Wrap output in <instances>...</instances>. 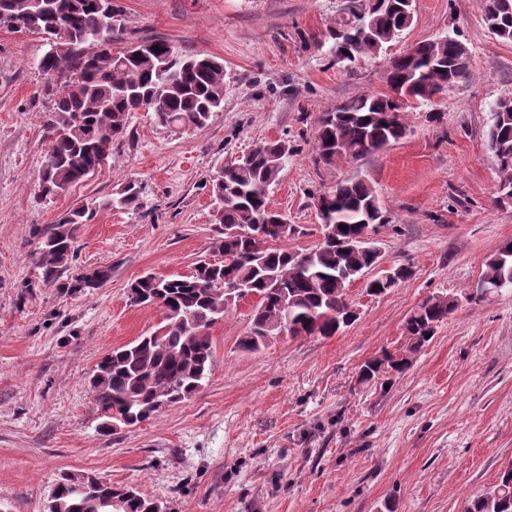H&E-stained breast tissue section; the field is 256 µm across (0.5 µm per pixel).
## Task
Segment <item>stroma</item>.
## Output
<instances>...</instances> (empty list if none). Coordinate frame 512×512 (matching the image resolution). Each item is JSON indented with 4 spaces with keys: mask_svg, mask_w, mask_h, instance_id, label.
Wrapping results in <instances>:
<instances>
[{
    "mask_svg": "<svg viewBox=\"0 0 512 512\" xmlns=\"http://www.w3.org/2000/svg\"><path fill=\"white\" fill-rule=\"evenodd\" d=\"M124 40L161 39L224 63V106L201 128L173 132L136 112L109 167L42 196L46 52L37 35L0 29V504L43 512L64 472L133 485L169 512H464L512 463V291L477 297L486 259L512 242L487 147L495 102L512 98V42L489 33L482 0H415L414 21L386 54L344 69L331 58L345 0H118ZM455 36L470 74L441 100L407 110V134L363 159L319 162L320 113L382 93L390 58ZM271 139L293 154L271 206L320 239L314 193L368 179L391 216L377 235L382 268L413 276L381 296L346 290L356 320L331 337L281 336L251 353L238 342L251 308L210 330L211 375L189 400L139 426L99 432L89 380L113 348L153 333L159 309L129 299L145 274L187 275L214 258L212 180ZM145 207H105L127 180ZM81 225L57 285L39 280L41 233L72 207ZM100 266L98 288L73 282ZM459 304L412 366L358 383L360 366L406 344L405 319L431 295Z\"/></svg>",
    "mask_w": 512,
    "mask_h": 512,
    "instance_id": "35a3bbf8",
    "label": "stroma"
}]
</instances>
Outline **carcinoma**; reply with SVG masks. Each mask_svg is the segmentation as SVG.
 Wrapping results in <instances>:
<instances>
[{
  "label": "carcinoma",
  "instance_id": "obj_1",
  "mask_svg": "<svg viewBox=\"0 0 512 512\" xmlns=\"http://www.w3.org/2000/svg\"><path fill=\"white\" fill-rule=\"evenodd\" d=\"M36 0H0V29L21 27L46 40L47 51L37 68L56 82L52 108L45 115L48 146L38 188L45 195L67 191L101 167L102 155L112 159V144L126 134L134 112H150L170 129L200 128L224 102V62L211 55L182 56L161 40L121 46L124 18L112 4V26L103 30L99 18L103 0H50L41 11ZM413 0H348L346 22L336 32L330 54L349 68L377 57L413 22ZM487 29L512 42V0H483ZM91 44L90 52L82 46ZM160 50H155V47ZM469 61L458 39L425 40L414 52L389 61L386 83L406 88L417 103L466 78ZM391 109L385 94L363 95L346 101L317 121L316 149L321 161L338 156L360 160L407 133L404 121L384 122ZM487 145L500 173L501 193H512V104H495ZM292 146L284 139L264 141L226 164L212 184L210 223L216 225L214 250L219 258L199 262L186 276L147 274L130 287L135 304L162 311L165 333L157 339L141 336L112 349L98 366L90 386L100 414L99 429L111 423L133 427L164 407H171L202 389L212 367L209 329L224 320L237 304L234 288L245 286L258 298L249 331L239 341L255 352L282 335L332 336L355 321L346 301L344 270L361 273L376 262L361 238L390 223L374 186L354 177L336 184L327 194L313 195L315 210L323 212L325 240L310 249L285 245L291 235L281 232L287 216L268 202L269 188L283 170ZM142 187L129 181L104 207L138 211ZM95 209L82 206L63 214L42 234L36 248L41 282L52 286L73 259L78 225L89 223ZM400 281L373 279L369 294L380 295L413 276L401 266ZM111 268L99 267L76 280L77 288H95L107 281ZM481 280L512 288V249L503 245L485 262ZM457 306V299L433 295L405 320L408 346L403 354L384 352L365 361L359 380L372 382L412 364V355L428 343ZM65 472L53 490L51 512H113L112 500L123 502L120 512H153L158 501L140 490L128 497L122 487ZM466 512H512V471L474 498Z\"/></svg>",
  "mask_w": 512,
  "mask_h": 512
}]
</instances>
